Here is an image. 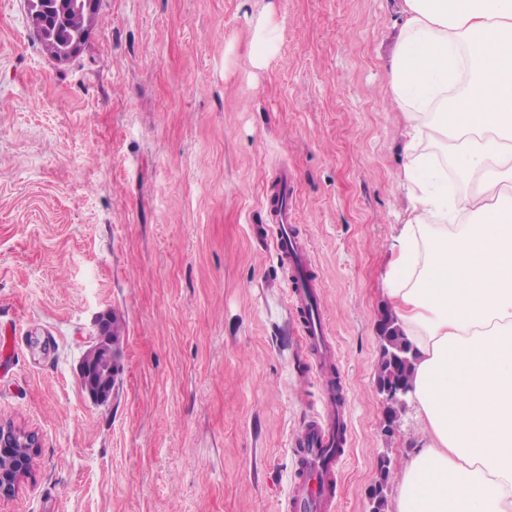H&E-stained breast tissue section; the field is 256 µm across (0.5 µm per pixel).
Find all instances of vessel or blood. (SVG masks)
<instances>
[{"instance_id": "1", "label": "vessel or blood", "mask_w": 512, "mask_h": 512, "mask_svg": "<svg viewBox=\"0 0 512 512\" xmlns=\"http://www.w3.org/2000/svg\"><path fill=\"white\" fill-rule=\"evenodd\" d=\"M276 189V196L267 199L270 226L262 240L274 245L288 268L287 294L299 314L302 334L312 348L309 371L315 374L320 388L318 413L292 439L298 473L282 512H335L337 466L351 445L344 387L337 374L336 348L326 323L313 251L299 235L288 209V174L279 175Z\"/></svg>"}]
</instances>
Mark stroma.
Instances as JSON below:
<instances>
[{"label": "stroma", "instance_id": "35a3bbf8", "mask_svg": "<svg viewBox=\"0 0 512 512\" xmlns=\"http://www.w3.org/2000/svg\"><path fill=\"white\" fill-rule=\"evenodd\" d=\"M283 38L250 61L251 21ZM400 0H100L60 63L0 0V419L34 468L0 512H280L290 441L318 410L283 262L253 232L279 169L312 245L352 446L337 512H370L392 437L373 388L404 121L384 108ZM124 323L111 397L78 378L100 316Z\"/></svg>", "mask_w": 512, "mask_h": 512}]
</instances>
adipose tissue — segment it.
Segmentation results:
<instances>
[{
  "label": "adipose tissue",
  "mask_w": 512,
  "mask_h": 512,
  "mask_svg": "<svg viewBox=\"0 0 512 512\" xmlns=\"http://www.w3.org/2000/svg\"><path fill=\"white\" fill-rule=\"evenodd\" d=\"M390 108L407 124L410 217L392 313L415 353L426 442L394 512H512V0H403ZM445 141L450 158L431 153ZM476 187L448 190V162Z\"/></svg>",
  "instance_id": "ef3b65f1"
}]
</instances>
